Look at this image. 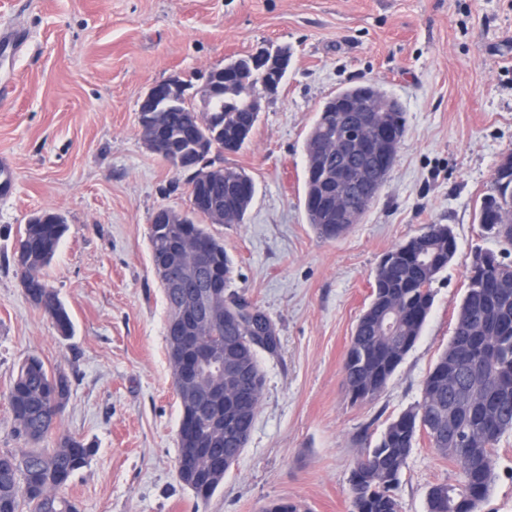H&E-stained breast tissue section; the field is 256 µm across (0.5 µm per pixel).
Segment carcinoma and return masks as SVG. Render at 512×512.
<instances>
[{
    "label": "carcinoma",
    "mask_w": 512,
    "mask_h": 512,
    "mask_svg": "<svg viewBox=\"0 0 512 512\" xmlns=\"http://www.w3.org/2000/svg\"><path fill=\"white\" fill-rule=\"evenodd\" d=\"M361 86L348 87L325 103L305 143L306 214L317 234L327 240L337 239L350 225L338 219L329 195L336 191L333 181L324 178V169L336 168L334 144L343 137L330 111L359 95ZM215 106L224 109V130L205 146L223 152L224 140L245 141L252 131L257 114L244 112L232 98H223ZM195 105L185 102L163 121L170 136L196 152L197 141L191 137L193 123L189 115ZM497 170L506 173L508 181H494L491 192L482 199L479 223L500 242L512 247V153L502 156ZM252 182L242 169L219 166L205 174L201 171L186 179L196 196L199 220L186 224L153 225L149 229L151 258L191 242L207 252L208 263L224 276V284L233 280V266L224 243L201 224L214 223V211L204 199L220 197L224 223L240 224L252 202L255 186L241 189ZM67 225L49 215L37 223H27L14 251L19 278L25 283L24 293L30 303L51 319L59 335L73 336L70 315L50 288L44 276L58 248ZM447 224H430L421 235L393 247L387 260L376 268L372 300L363 312L351 338L344 364L347 387L354 399H374L387 385L405 354L414 346L433 305L432 283L454 258L455 236L448 235ZM485 285L468 278L455 334L448 348L437 358L422 384L420 401L393 419L366 458L358 461L350 477L351 512H398L395 490L407 456L416 436H427L430 447L440 456L458 465L454 484L440 483L426 494V512H478L494 479L492 456L501 437L512 431V264L492 266ZM241 296L232 295L224 303V293L211 303L219 318L231 316L232 306ZM380 309H391L398 315L399 336L408 337L401 351H396V338L382 336L373 321ZM255 316L243 319L234 332L223 323L205 319L197 325L198 333L213 343L227 340L243 350L250 362L247 383L262 390L263 377L256 354L249 351L247 337L252 325H260L268 316L254 307ZM176 392L180 396L181 442L193 437L202 447L212 448L227 459L226 465L195 461L182 455L177 477L196 497L206 500L223 484L224 468L232 467L240 457L233 437L224 433L223 424L204 428L197 423V403L179 384L173 373ZM70 394V381L61 372L49 370L36 357L26 358L20 365L7 399L11 410V432L24 447L0 451V512H80L78 504L61 495L74 473L87 466L93 448L84 440L56 432L57 422ZM52 438L54 447L37 444Z\"/></svg>",
    "instance_id": "carcinoma-1"
}]
</instances>
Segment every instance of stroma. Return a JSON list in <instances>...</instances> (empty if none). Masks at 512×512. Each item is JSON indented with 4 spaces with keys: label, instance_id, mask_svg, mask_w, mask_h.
Here are the masks:
<instances>
[{
    "label": "stroma",
    "instance_id": "1",
    "mask_svg": "<svg viewBox=\"0 0 512 512\" xmlns=\"http://www.w3.org/2000/svg\"><path fill=\"white\" fill-rule=\"evenodd\" d=\"M26 42L0 61V161L16 186L0 200V451L16 448L6 395L38 356L64 373L58 431L90 443L63 488L80 512H262L272 501L351 512L355 463L421 398L457 325L475 248L504 244L478 222L501 157L512 152V0H0V26ZM288 53L276 95L238 152L255 196L239 224H212L233 260L231 288L274 324L248 443L207 500L179 482L181 417L166 342L167 306L150 260L155 210L188 205L185 177L144 145L138 107L171 77L202 87L209 68L259 51ZM374 83L405 112L396 163L358 224L335 240L307 221L304 145L344 88ZM59 212L67 230L45 278L73 321L59 336L29 302L13 254L30 216ZM450 225L457 252L432 284L422 333L386 387L353 399L344 363L393 246ZM478 512H512V432L493 455ZM458 467L418 436L401 471L399 512Z\"/></svg>",
    "mask_w": 512,
    "mask_h": 512
}]
</instances>
